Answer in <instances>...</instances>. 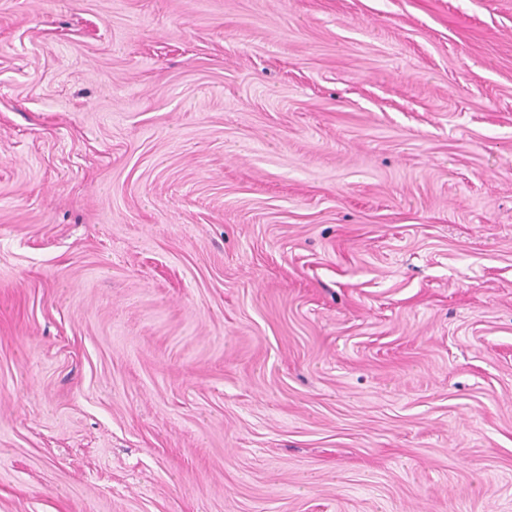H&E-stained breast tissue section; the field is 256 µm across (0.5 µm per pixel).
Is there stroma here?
I'll use <instances>...</instances> for the list:
<instances>
[{
  "label": "stroma",
  "instance_id": "stroma-1",
  "mask_svg": "<svg viewBox=\"0 0 512 512\" xmlns=\"http://www.w3.org/2000/svg\"><path fill=\"white\" fill-rule=\"evenodd\" d=\"M0 512H512V0H0Z\"/></svg>",
  "mask_w": 512,
  "mask_h": 512
}]
</instances>
